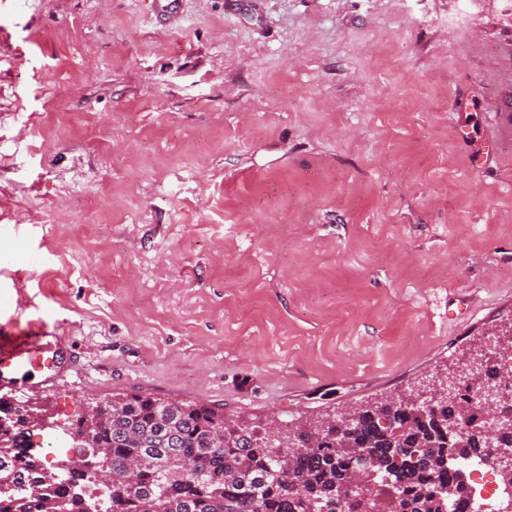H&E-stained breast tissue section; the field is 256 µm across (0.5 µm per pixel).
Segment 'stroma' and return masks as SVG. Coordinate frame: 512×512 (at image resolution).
<instances>
[{"instance_id":"1","label":"stroma","mask_w":512,"mask_h":512,"mask_svg":"<svg viewBox=\"0 0 512 512\" xmlns=\"http://www.w3.org/2000/svg\"><path fill=\"white\" fill-rule=\"evenodd\" d=\"M511 11L0 0V322L61 339L0 395L269 424L455 384L512 322Z\"/></svg>"}]
</instances>
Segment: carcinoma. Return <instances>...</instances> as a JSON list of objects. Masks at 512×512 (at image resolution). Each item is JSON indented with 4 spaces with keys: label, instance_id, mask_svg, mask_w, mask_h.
Wrapping results in <instances>:
<instances>
[{
    "label": "carcinoma",
    "instance_id": "cac0c4a2",
    "mask_svg": "<svg viewBox=\"0 0 512 512\" xmlns=\"http://www.w3.org/2000/svg\"><path fill=\"white\" fill-rule=\"evenodd\" d=\"M464 414L476 418L466 403L440 399L424 413L381 398L347 418L294 419L277 438L221 406L132 394L72 422L81 461L60 469L35 448L22 402L0 396V478L26 481L0 489V512H336L340 500L359 512V453L390 478L372 479L388 512H448V501L468 500L448 465L481 442L454 436ZM90 459L112 464V488L92 480Z\"/></svg>",
    "mask_w": 512,
    "mask_h": 512
}]
</instances>
